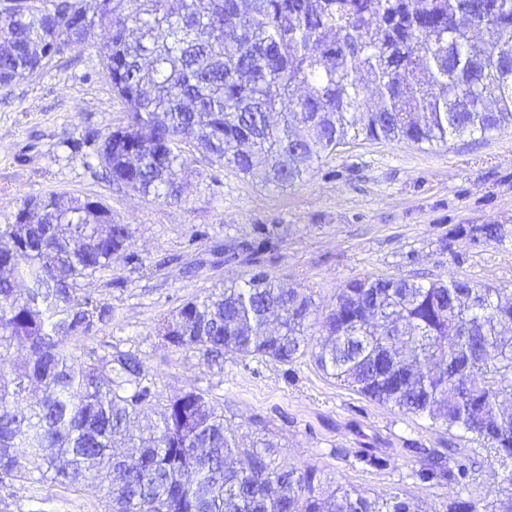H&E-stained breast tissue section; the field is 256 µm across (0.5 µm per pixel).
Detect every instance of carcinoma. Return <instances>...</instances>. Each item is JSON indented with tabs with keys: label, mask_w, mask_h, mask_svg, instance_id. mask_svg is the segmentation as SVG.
I'll use <instances>...</instances> for the list:
<instances>
[{
	"label": "carcinoma",
	"mask_w": 512,
	"mask_h": 512,
	"mask_svg": "<svg viewBox=\"0 0 512 512\" xmlns=\"http://www.w3.org/2000/svg\"><path fill=\"white\" fill-rule=\"evenodd\" d=\"M9 0L0 17V86L31 76L92 30L127 124L97 157L112 183L163 202L182 196V152L284 191L307 163L359 139L446 145L512 128V0ZM127 224L99 201L49 192L0 225V492L25 483L91 488L105 512H423L401 492L324 488L243 446L200 389L164 399L141 357L89 345L115 318L82 281L133 254ZM503 289L451 278L346 283L319 313L309 288L255 269L182 302L162 320L175 353L219 369L224 354L290 364L311 354L327 376L485 450L502 501L475 499L467 456L414 448L423 484H454L448 512L512 504V304ZM320 328L322 336L311 333ZM22 345L24 361L11 357ZM148 409L149 438L130 427Z\"/></svg>",
	"instance_id": "obj_1"
}]
</instances>
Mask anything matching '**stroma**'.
I'll return each instance as SVG.
<instances>
[{
	"mask_svg": "<svg viewBox=\"0 0 512 512\" xmlns=\"http://www.w3.org/2000/svg\"><path fill=\"white\" fill-rule=\"evenodd\" d=\"M106 37L95 28L84 46L0 87V224L13 223L26 199L52 190L98 200L130 227L133 260L85 282L116 313L97 344L138 352L162 397L208 392L243 441L269 434L281 459L317 468L328 487L400 489L425 512H448L454 485L409 477L415 444L470 456L474 497L493 498L484 450L370 401L326 376L311 357L282 364L229 353L217 369L198 354L171 352L157 327L183 301L255 268L284 286L312 289L323 312L339 288L367 277L458 278L512 289V128L434 147L360 141L313 163L304 182L284 191L211 166L188 148L182 200L166 204L112 184L97 158V137L126 122L99 54ZM79 137L83 145L71 151L67 140ZM479 224L500 225V237H473ZM233 242L250 249L225 259ZM369 455L380 465L366 463ZM9 510L103 507L85 491L18 485Z\"/></svg>",
	"mask_w": 512,
	"mask_h": 512,
	"instance_id": "stroma-1",
	"label": "stroma"
}]
</instances>
